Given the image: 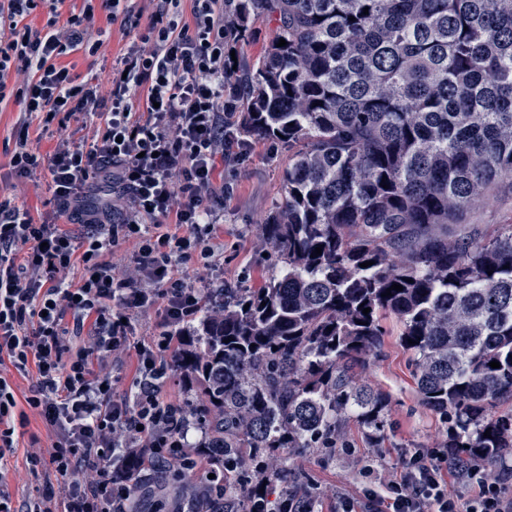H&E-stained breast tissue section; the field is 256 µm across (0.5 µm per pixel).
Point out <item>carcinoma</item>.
<instances>
[{"label":"carcinoma","mask_w":512,"mask_h":512,"mask_svg":"<svg viewBox=\"0 0 512 512\" xmlns=\"http://www.w3.org/2000/svg\"><path fill=\"white\" fill-rule=\"evenodd\" d=\"M262 17V57L228 52L224 70L242 90L237 137L288 150L261 224L274 262L180 336L172 367L202 428L188 453L215 479L187 476L177 507L308 512L319 494L281 450L345 448L352 418L384 447L389 396L364 375L388 317L455 476L507 465L512 413L493 409L512 401V221L467 214L512 193V0H224L239 49ZM275 31V23L269 19L252 20L250 24V38L243 48L240 57L249 62L259 58Z\"/></svg>","instance_id":"carcinoma-1"}]
</instances>
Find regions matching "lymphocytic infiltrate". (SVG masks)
Listing matches in <instances>:
<instances>
[{"label": "lymphocytic infiltrate", "instance_id": "f902f5d3", "mask_svg": "<svg viewBox=\"0 0 512 512\" xmlns=\"http://www.w3.org/2000/svg\"><path fill=\"white\" fill-rule=\"evenodd\" d=\"M62 0H0V103H18L25 118L101 117L92 145L61 140L49 157L15 142L16 177L43 171L55 208L34 217L0 198V463L17 448V431L40 416L55 440L48 454L27 457L32 474L68 480L60 506L51 492L14 505L0 476V512H125L133 494L118 455H137L187 469L189 420L162 387L177 334L199 316L197 288L175 264L209 272L220 256L213 241L224 218V160L245 162L250 144L233 134L237 97L224 74V0H157L140 25L130 0H83L61 18ZM45 10V24L30 18ZM138 28L111 70L80 79L62 57L81 49L97 55L108 34L94 28L98 12ZM21 77L20 86L10 84ZM111 190L104 204L85 198L99 177ZM133 242L126 270L111 256ZM80 267L78 282L67 273ZM160 307L164 330L150 344H134L125 320ZM137 365L124 397H115L110 368L128 353ZM30 377L22 398L4 367ZM448 451L413 455L342 512H512V487L503 476L472 467L476 489L466 502L449 495ZM82 482H71L76 471Z\"/></svg>", "mask_w": 512, "mask_h": 512}]
</instances>
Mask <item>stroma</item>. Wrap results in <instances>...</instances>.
Returning a JSON list of instances; mask_svg holds the SVG:
<instances>
[{
    "instance_id": "stroma-1",
    "label": "stroma",
    "mask_w": 512,
    "mask_h": 512,
    "mask_svg": "<svg viewBox=\"0 0 512 512\" xmlns=\"http://www.w3.org/2000/svg\"><path fill=\"white\" fill-rule=\"evenodd\" d=\"M97 26H109L111 35L101 50V58L75 51L62 59L82 79L99 75L102 66L115 62L136 36V29L121 30L119 25H107L104 14H97ZM99 120L80 117L71 119L66 128L44 125L41 119H24L20 106L8 102L0 106V195L38 212L50 211L51 194L43 174L29 179L17 178L10 165L16 135L27 129L31 149L40 155L51 153L61 137L92 143ZM288 164L286 150L268 154L267 144L255 142L249 161L238 167L229 179L233 190L224 203V223L219 242L228 255L227 262L214 272L215 287L235 281L258 286L269 266L264 258L266 248L260 240L259 226L273 207L280 178ZM367 380L385 391L391 398L389 419L393 430L386 447H366L356 423H348L347 447L329 455L317 448H305L291 456L288 467L303 472L320 495L324 512H339L337 493H352L365 482L368 470L381 471L399 466L415 451L436 447L441 426L437 417L424 408L416 392L410 367V355L399 344L397 336L385 339L383 360L371 367ZM53 441L51 432L38 416H31L23 436L18 439L15 453L8 457L5 478L14 503H22L36 490L44 488V477L32 476L28 470V453L47 451Z\"/></svg>"
}]
</instances>
